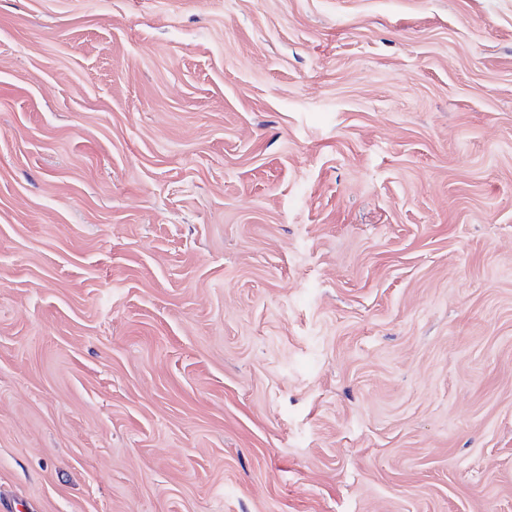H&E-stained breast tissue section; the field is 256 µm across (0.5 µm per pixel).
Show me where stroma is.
<instances>
[{
  "label": "stroma",
  "instance_id": "obj_1",
  "mask_svg": "<svg viewBox=\"0 0 512 512\" xmlns=\"http://www.w3.org/2000/svg\"><path fill=\"white\" fill-rule=\"evenodd\" d=\"M0 512H512V0H0Z\"/></svg>",
  "mask_w": 512,
  "mask_h": 512
}]
</instances>
